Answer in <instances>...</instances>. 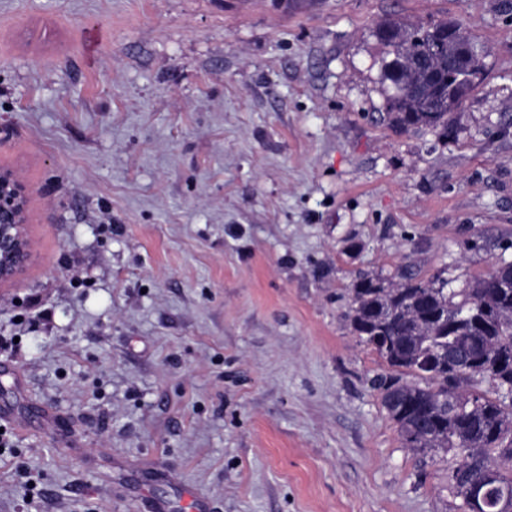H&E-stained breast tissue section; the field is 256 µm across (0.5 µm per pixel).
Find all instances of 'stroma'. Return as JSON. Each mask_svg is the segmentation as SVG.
<instances>
[{
  "mask_svg": "<svg viewBox=\"0 0 512 512\" xmlns=\"http://www.w3.org/2000/svg\"><path fill=\"white\" fill-rule=\"evenodd\" d=\"M485 49L458 135L381 125L386 19ZM0 512H459L350 327L359 276L512 259L504 0H0ZM28 196L23 178L0 169V282L22 273L33 256L27 233Z\"/></svg>",
  "mask_w": 512,
  "mask_h": 512,
  "instance_id": "stroma-1",
  "label": "stroma"
}]
</instances>
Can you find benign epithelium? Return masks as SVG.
Masks as SVG:
<instances>
[{
	"label": "benign epithelium",
	"mask_w": 512,
	"mask_h": 512,
	"mask_svg": "<svg viewBox=\"0 0 512 512\" xmlns=\"http://www.w3.org/2000/svg\"><path fill=\"white\" fill-rule=\"evenodd\" d=\"M28 196L23 178L0 169V282L10 280L30 263L32 241L27 233Z\"/></svg>",
	"instance_id": "7a95c632"
}]
</instances>
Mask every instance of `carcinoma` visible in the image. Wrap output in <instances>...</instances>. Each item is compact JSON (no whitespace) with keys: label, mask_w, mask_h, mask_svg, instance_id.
Here are the masks:
<instances>
[{"label":"carcinoma","mask_w":512,"mask_h":512,"mask_svg":"<svg viewBox=\"0 0 512 512\" xmlns=\"http://www.w3.org/2000/svg\"><path fill=\"white\" fill-rule=\"evenodd\" d=\"M378 36L389 60L384 120L407 132L427 127L438 138L456 134L454 112L484 77V63L469 65L462 53L479 47L458 20L408 25L386 19ZM512 261L501 260L488 275L450 289L440 280L425 281L402 272L396 280L363 276L350 288V324L372 347L391 375L378 379L383 407L411 450L442 449L458 457L448 469V486L466 509L471 487L485 483L482 512H512ZM451 349L465 360L456 370L441 361ZM488 381L492 391L478 389ZM451 394L456 408L441 416L438 401Z\"/></svg>","instance_id":"cac0c4a2"}]
</instances>
